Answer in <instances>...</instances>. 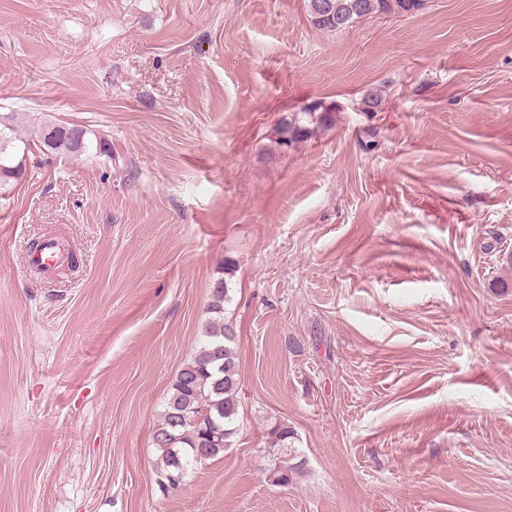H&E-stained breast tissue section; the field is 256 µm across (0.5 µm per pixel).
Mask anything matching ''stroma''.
<instances>
[{
    "mask_svg": "<svg viewBox=\"0 0 512 512\" xmlns=\"http://www.w3.org/2000/svg\"><path fill=\"white\" fill-rule=\"evenodd\" d=\"M0 112L109 147L0 186V512H512V0H0ZM47 238L77 267H29ZM221 275L238 430L167 490ZM424 0H307V14L320 30L333 32L351 27L361 16L376 13L414 14L423 9ZM322 3L324 12L317 6Z\"/></svg>",
    "mask_w": 512,
    "mask_h": 512,
    "instance_id": "1",
    "label": "stroma"
}]
</instances>
